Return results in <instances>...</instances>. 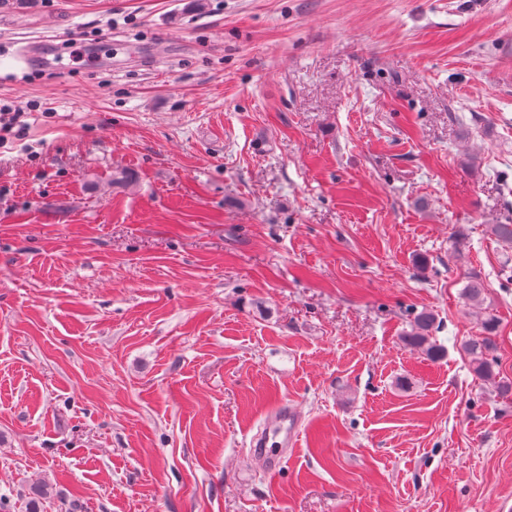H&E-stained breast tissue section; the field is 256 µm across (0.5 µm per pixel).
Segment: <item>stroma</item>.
<instances>
[{"label": "stroma", "mask_w": 512, "mask_h": 512, "mask_svg": "<svg viewBox=\"0 0 512 512\" xmlns=\"http://www.w3.org/2000/svg\"><path fill=\"white\" fill-rule=\"evenodd\" d=\"M1 105L4 512H512V0H0ZM435 317L427 311L415 314L410 322V330L402 336L403 342L409 348L420 351L427 359L439 361L444 356V350L431 340ZM481 331L484 336H477L466 342L463 352L469 359V366L474 376L484 382L495 379L494 366L497 364V345L494 339L498 320L493 314L480 315ZM300 434L299 418L288 403L282 402L265 428L252 435L250 447L261 457L268 470H276L284 460L288 448L297 447Z\"/></svg>", "instance_id": "stroma-1"}]
</instances>
